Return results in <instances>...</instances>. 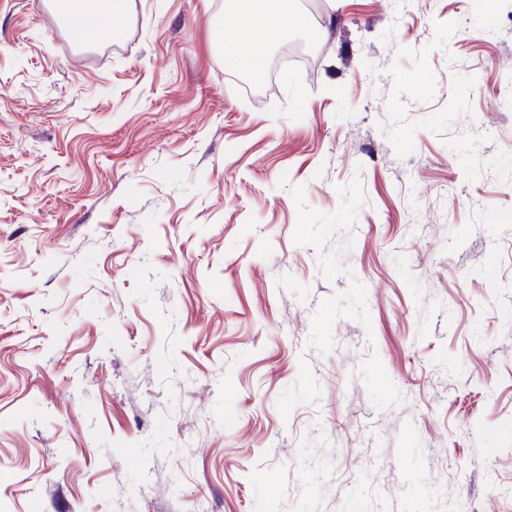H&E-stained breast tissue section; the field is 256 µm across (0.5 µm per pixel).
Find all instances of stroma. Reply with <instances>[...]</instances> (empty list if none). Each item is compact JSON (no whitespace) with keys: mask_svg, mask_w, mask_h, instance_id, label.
Wrapping results in <instances>:
<instances>
[{"mask_svg":"<svg viewBox=\"0 0 512 512\" xmlns=\"http://www.w3.org/2000/svg\"><path fill=\"white\" fill-rule=\"evenodd\" d=\"M0 0V512H512V0ZM69 18H80L91 29L114 33L122 28L127 8L126 0H59ZM94 1L107 3L104 8L89 17ZM105 1V2H102ZM225 17L242 24L238 27L236 42L224 55L227 65L241 69L254 79L261 80L269 66L266 42L258 41L256 30L272 31L288 35L294 28L304 26L303 19L294 9L292 0H229ZM244 43H250L245 49Z\"/></svg>","mask_w":512,"mask_h":512,"instance_id":"35a3bbf8","label":"stroma"}]
</instances>
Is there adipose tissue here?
Wrapping results in <instances>:
<instances>
[{
  "label": "adipose tissue",
  "mask_w": 512,
  "mask_h": 512,
  "mask_svg": "<svg viewBox=\"0 0 512 512\" xmlns=\"http://www.w3.org/2000/svg\"><path fill=\"white\" fill-rule=\"evenodd\" d=\"M93 0H61V5L71 18L89 22L92 29L114 33L121 29L127 0H106L98 12H91ZM226 18L239 21L236 41L224 55L227 65L241 69L254 79H263L269 66V53L264 42L255 40L258 30L288 34L302 27L303 20L295 11L293 0H228Z\"/></svg>",
  "instance_id": "1"
}]
</instances>
